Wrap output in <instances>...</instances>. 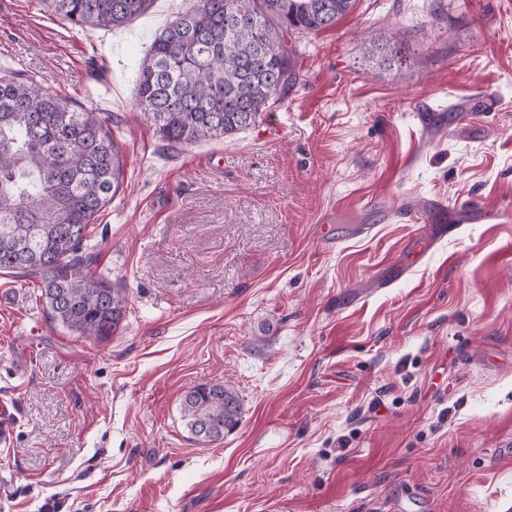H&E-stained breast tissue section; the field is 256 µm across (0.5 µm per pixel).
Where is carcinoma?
Instances as JSON below:
<instances>
[{"label": "carcinoma", "instance_id": "cac0c4a2", "mask_svg": "<svg viewBox=\"0 0 512 512\" xmlns=\"http://www.w3.org/2000/svg\"><path fill=\"white\" fill-rule=\"evenodd\" d=\"M84 30L118 28L148 0H41ZM353 0H190L152 42L135 99L171 145L224 138L254 125L288 87L298 55L288 36L336 26ZM124 163L112 130L32 75L0 76V271L38 280L52 319L86 338L116 330L125 296L94 269L88 226L119 191ZM243 402L223 381L189 390L182 418L220 441Z\"/></svg>", "mask_w": 512, "mask_h": 512}]
</instances>
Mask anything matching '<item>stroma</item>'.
Wrapping results in <instances>:
<instances>
[{
	"instance_id": "obj_1",
	"label": "stroma",
	"mask_w": 512,
	"mask_h": 512,
	"mask_svg": "<svg viewBox=\"0 0 512 512\" xmlns=\"http://www.w3.org/2000/svg\"><path fill=\"white\" fill-rule=\"evenodd\" d=\"M186 5L89 32L0 0V75L108 118L126 158L89 228L126 297L114 334L76 336L0 273V512H512V222L438 241L393 215H512V0H356L297 36L254 126L170 147L134 88ZM211 380L243 413L202 445L182 396Z\"/></svg>"
}]
</instances>
